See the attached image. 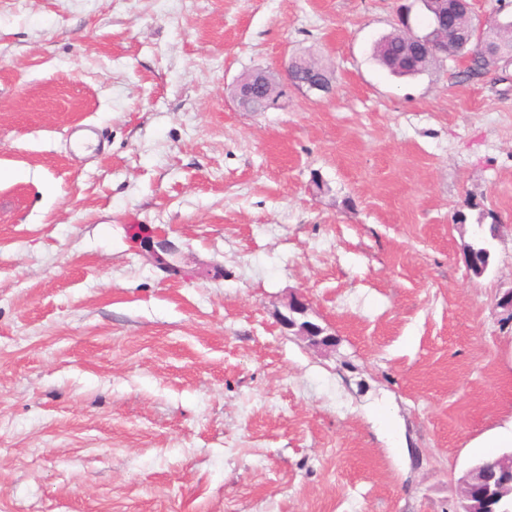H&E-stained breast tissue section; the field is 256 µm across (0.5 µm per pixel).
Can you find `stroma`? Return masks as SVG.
<instances>
[{
    "label": "stroma",
    "mask_w": 512,
    "mask_h": 512,
    "mask_svg": "<svg viewBox=\"0 0 512 512\" xmlns=\"http://www.w3.org/2000/svg\"><path fill=\"white\" fill-rule=\"evenodd\" d=\"M406 22L0 0V512H459L512 411V63L393 76ZM294 56L329 93L240 109ZM296 294L335 344L281 326Z\"/></svg>",
    "instance_id": "35a3bbf8"
}]
</instances>
